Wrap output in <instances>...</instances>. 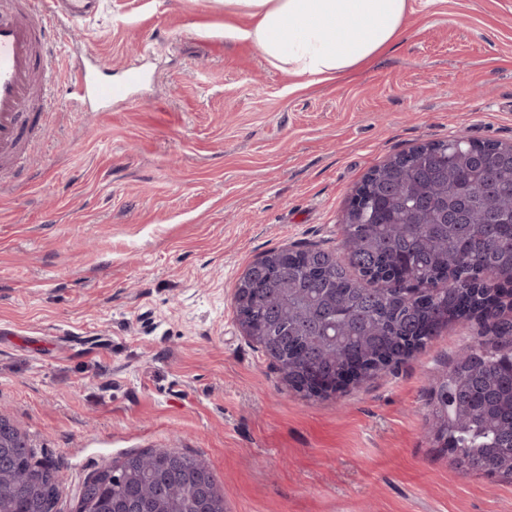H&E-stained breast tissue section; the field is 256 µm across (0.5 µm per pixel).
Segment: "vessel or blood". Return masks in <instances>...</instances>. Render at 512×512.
I'll return each mask as SVG.
<instances>
[{
	"label": "vessel or blood",
	"mask_w": 512,
	"mask_h": 512,
	"mask_svg": "<svg viewBox=\"0 0 512 512\" xmlns=\"http://www.w3.org/2000/svg\"><path fill=\"white\" fill-rule=\"evenodd\" d=\"M99 0H28L24 9L0 7V163L22 169V146L34 114L50 116L57 110L54 72L42 63L51 29L59 20L79 24L92 16ZM139 71L128 70L125 82L99 79L85 68L73 70L66 91L73 97L101 105L127 96L129 86L141 81Z\"/></svg>",
	"instance_id": "vessel-or-blood-1"
}]
</instances>
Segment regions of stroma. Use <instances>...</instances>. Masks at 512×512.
<instances>
[{
    "instance_id": "35a3bbf8",
    "label": "stroma",
    "mask_w": 512,
    "mask_h": 512,
    "mask_svg": "<svg viewBox=\"0 0 512 512\" xmlns=\"http://www.w3.org/2000/svg\"><path fill=\"white\" fill-rule=\"evenodd\" d=\"M218 0H103L52 35L128 100H59L0 170V415L74 512L104 461L204 457L226 512H512V480L436 448L432 393L475 319L333 397L291 390L243 335L235 286L264 252L337 250L374 167L462 135L512 143V0H411L400 39L330 80L225 38Z\"/></svg>"
}]
</instances>
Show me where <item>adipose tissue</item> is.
Instances as JSON below:
<instances>
[{
    "label": "adipose tissue",
    "instance_id": "obj_1",
    "mask_svg": "<svg viewBox=\"0 0 512 512\" xmlns=\"http://www.w3.org/2000/svg\"><path fill=\"white\" fill-rule=\"evenodd\" d=\"M248 18L224 33L250 42L274 67L331 79L371 61L400 37L410 0H223Z\"/></svg>",
    "mask_w": 512,
    "mask_h": 512
}]
</instances>
